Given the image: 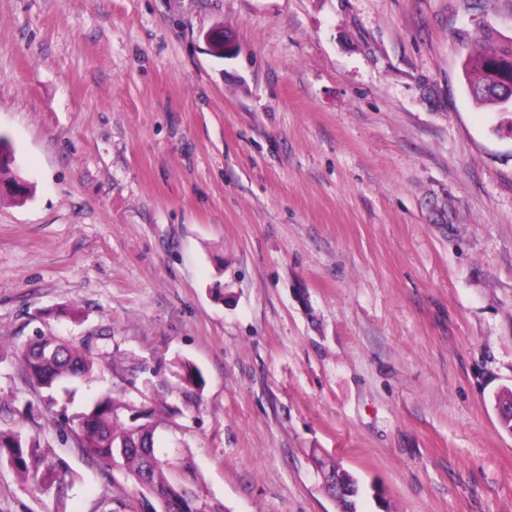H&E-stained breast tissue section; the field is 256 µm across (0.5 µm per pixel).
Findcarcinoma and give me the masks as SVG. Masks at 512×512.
Here are the masks:
<instances>
[{"mask_svg": "<svg viewBox=\"0 0 512 512\" xmlns=\"http://www.w3.org/2000/svg\"><path fill=\"white\" fill-rule=\"evenodd\" d=\"M491 48H470L463 58V67L472 95L480 106L501 107L497 97L483 90L495 85L499 78L512 76V38L494 39ZM19 359L31 381L48 392L47 407L55 403L53 391L63 382L92 377L93 356L75 348L59 336H39L20 350ZM75 439L89 448L104 475L130 482L138 491L135 512H224V503L204 488L202 476L188 461V449L158 447L160 431L167 424L157 417L156 408H138L105 392L83 413L71 419ZM7 464L41 494L63 497L73 481L64 463L53 459L34 437H25L18 430L0 428V465ZM328 492L337 486L355 491L348 498L351 509L357 510V478L347 470L336 476V463L319 461Z\"/></svg>", "mask_w": 512, "mask_h": 512, "instance_id": "1", "label": "carcinoma"}]
</instances>
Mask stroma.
<instances>
[{
    "instance_id": "obj_1",
    "label": "stroma",
    "mask_w": 512,
    "mask_h": 512,
    "mask_svg": "<svg viewBox=\"0 0 512 512\" xmlns=\"http://www.w3.org/2000/svg\"><path fill=\"white\" fill-rule=\"evenodd\" d=\"M512 0H0V425L74 481L0 466V512H132L62 416L176 407L226 512H512V112L459 45ZM228 40L231 54L213 55ZM96 358L58 394L15 351ZM200 385L178 377L181 361ZM319 464L321 467L322 475L324 476L323 482H324L325 488L328 490V492L330 493V495L332 497L334 496V491L336 490V493L338 491L337 484H340V487L349 488L350 490L355 491V495L349 497L347 500H348V504L350 505L351 509L353 511L357 512L356 501H357V497L359 496V492H360V486H359V482H358L357 478L354 475H352L350 472H348L347 470L342 468L339 464H336V462L329 463L328 468L325 467L326 463L323 460H320ZM323 466L325 467L324 469H323ZM336 466H338L342 471V475L339 477L340 478L339 483L336 482V472H337ZM332 492H333V494H332Z\"/></svg>"
}]
</instances>
